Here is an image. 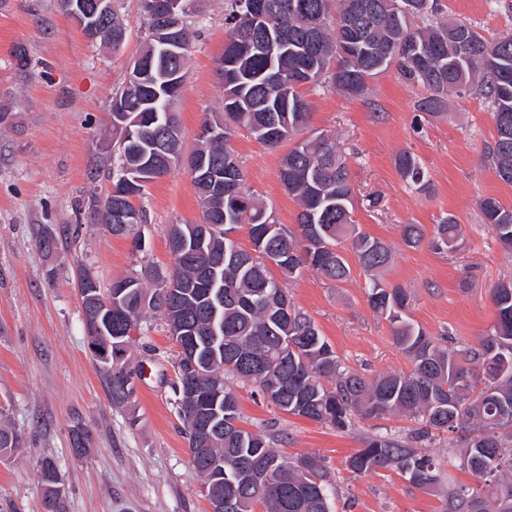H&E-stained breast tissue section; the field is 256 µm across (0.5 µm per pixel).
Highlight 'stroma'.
I'll return each instance as SVG.
<instances>
[{"instance_id":"stroma-1","label":"stroma","mask_w":512,"mask_h":512,"mask_svg":"<svg viewBox=\"0 0 512 512\" xmlns=\"http://www.w3.org/2000/svg\"><path fill=\"white\" fill-rule=\"evenodd\" d=\"M441 3L449 17L472 23L485 37L512 31V13L489 8L487 0ZM116 7L127 35L112 52L89 42L59 0H0V418L23 438L18 452L0 463V512H43L38 470L46 457L58 464L66 512L210 510L173 405L178 347L161 317H149L147 328L132 335L126 358L136 372L135 392L130 408L117 409L89 351L82 316V275L106 288L144 267L167 271L166 226L203 221L181 166L134 200L147 217L139 227L141 250L112 236L88 207L89 198L110 189L112 94L125 84L146 35L140 0H116ZM186 22L189 73L174 111L188 154L202 124L223 113L215 62L226 38L224 0H193ZM303 93L310 128L335 136L347 155L355 223L394 250L383 281L407 289L410 320L445 338L447 347L476 346L495 320L493 288L512 280V250L498 242L478 206L485 196L512 206V185L486 158L496 135L491 108L466 92L451 99L444 117L428 115L417 108L425 89L394 68L371 79L362 97L329 86ZM230 145L244 166L247 190L295 229L299 207L279 179L288 144L271 147L239 128ZM404 151L424 169V189L399 176L394 159ZM450 215L460 224L451 247L403 245L401 225L429 230ZM46 232L55 239L49 251L41 243ZM341 251L349 280L332 283L306 267L287 281L289 295L345 367L369 378L409 371L388 321L369 306V280L350 244ZM233 387L242 427L277 434L276 449L288 460L321 461L330 512H444L443 493L421 492L399 471L357 475L347 467L364 437L407 439L417 427L413 419L360 418L339 431L277 409L253 384ZM78 424L90 435L79 457L72 446Z\"/></svg>"}]
</instances>
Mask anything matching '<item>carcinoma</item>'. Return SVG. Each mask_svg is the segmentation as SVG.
Returning <instances> with one entry per match:
<instances>
[{
    "label": "carcinoma",
    "instance_id": "1",
    "mask_svg": "<svg viewBox=\"0 0 512 512\" xmlns=\"http://www.w3.org/2000/svg\"><path fill=\"white\" fill-rule=\"evenodd\" d=\"M227 39L221 55L224 135L198 140L189 174L197 189L204 223L171 224L167 244L172 257L167 274L146 270L112 282L108 292L89 279L90 294L112 299V329L98 339L104 350L127 352L132 332L142 329L150 311L167 328L177 325L179 347L173 383L178 416L188 436L191 462L216 498L231 497L224 512H330L316 460L285 461L273 438L246 430L231 374L269 388L272 378L288 379V392L269 401L278 409L338 430L356 415L413 417L421 428L412 442L374 435L351 456L348 468L359 475L394 469L416 489L437 491L442 468L420 444L433 433L459 434L458 467L475 484L455 483L446 492V512H512V281L492 292L496 318L478 345L447 348L406 317L411 295L388 288L376 277L392 260L385 243L356 231L348 162L336 138L319 134L298 141L281 158V184L299 205L294 233L258 199L243 190L245 174L229 146L231 128L242 127L257 140L277 146L303 131L309 103L301 87L330 84L350 97L368 91L367 79L390 67L430 95L418 108L433 116L448 111L450 98L474 91L493 108L496 137L487 158L496 176L512 184V32L488 40L458 19L440 18L439 0H363L367 11L353 15L356 0H261L260 18L246 21L238 0H226ZM147 34L140 54L145 76L133 77L112 96V197L93 198L92 211L116 237H132L142 248L136 227L146 223L133 203L144 188L169 173L182 155V133L173 111L187 78V55L168 56L163 48L177 41L189 50L186 23L167 31L157 0H141ZM112 48L125 39L118 13L105 25ZM402 180L421 188L424 171L410 152L395 159ZM480 208L499 242L512 249V208L486 197ZM249 225L251 250L226 238ZM460 232L453 216L434 225L426 239L420 224H404L401 239L416 248L424 241L450 246ZM362 269L371 276L368 301L390 324L396 346L412 369L369 379L347 369L310 317L297 308L284 287L302 267L341 283L351 268L336 245L346 239ZM278 255L277 279L266 258ZM159 283V288L147 284ZM135 371L107 374L112 405L126 407L134 394ZM214 419L207 434L195 432L196 420ZM22 444L14 429L0 425V454ZM261 457L279 493L272 498L244 465ZM224 460V471L208 468L206 458ZM58 467L41 461L39 480L44 512H65V496L51 486Z\"/></svg>",
    "mask_w": 512,
    "mask_h": 512
}]
</instances>
